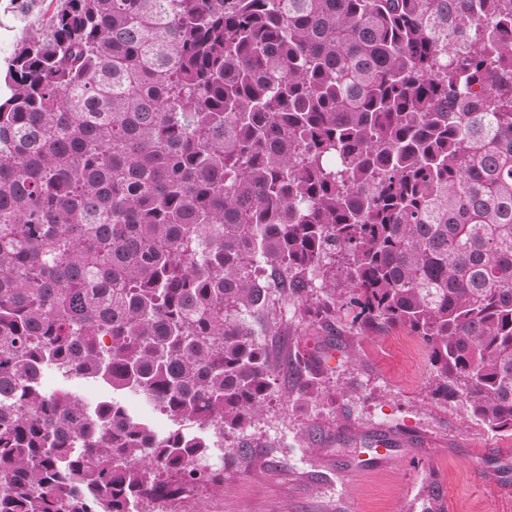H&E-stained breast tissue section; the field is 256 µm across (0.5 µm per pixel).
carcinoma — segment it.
I'll use <instances>...</instances> for the list:
<instances>
[{"mask_svg": "<svg viewBox=\"0 0 512 512\" xmlns=\"http://www.w3.org/2000/svg\"><path fill=\"white\" fill-rule=\"evenodd\" d=\"M403 329L512 435V0H62L0 82V512H178L251 319ZM143 394L41 388L44 367ZM122 403L134 415L148 421L160 436L166 435L176 425L166 415L152 410L147 404L148 400L138 394H124L119 396Z\"/></svg>", "mask_w": 512, "mask_h": 512, "instance_id": "1", "label": "carcinoma"}]
</instances>
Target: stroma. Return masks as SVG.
<instances>
[{"instance_id": "stroma-1", "label": "stroma", "mask_w": 512, "mask_h": 512, "mask_svg": "<svg viewBox=\"0 0 512 512\" xmlns=\"http://www.w3.org/2000/svg\"><path fill=\"white\" fill-rule=\"evenodd\" d=\"M60 0H0V64L16 43L55 11ZM301 306L275 299L266 318L278 333L263 343L274 364L272 394L260 417L213 448L206 464L224 470V490L197 486L180 512H422L438 499L444 512H512V437L491 434L467 419L461 404L432 397L424 346L402 329L349 330L343 316L302 321ZM320 387L305 397L307 380ZM45 391L82 401L111 398L106 384L65 379L50 371ZM389 431L423 439L421 458L408 450L353 474L359 448ZM249 448L256 463L228 457ZM503 484H494L495 476Z\"/></svg>"}]
</instances>
